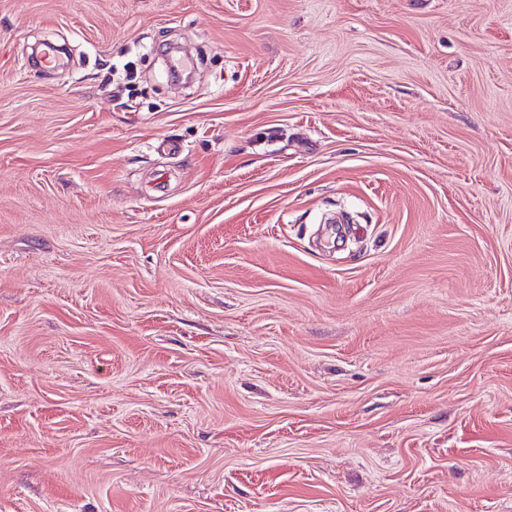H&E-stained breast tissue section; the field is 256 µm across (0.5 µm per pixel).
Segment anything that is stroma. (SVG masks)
Returning a JSON list of instances; mask_svg holds the SVG:
<instances>
[{
  "mask_svg": "<svg viewBox=\"0 0 512 512\" xmlns=\"http://www.w3.org/2000/svg\"><path fill=\"white\" fill-rule=\"evenodd\" d=\"M0 512H512V0H0Z\"/></svg>",
  "mask_w": 512,
  "mask_h": 512,
  "instance_id": "1",
  "label": "stroma"
}]
</instances>
